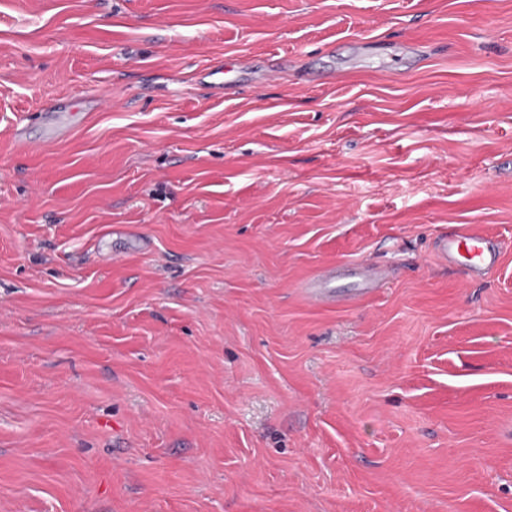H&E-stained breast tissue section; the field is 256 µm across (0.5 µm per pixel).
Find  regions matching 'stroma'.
I'll list each match as a JSON object with an SVG mask.
<instances>
[{
  "label": "stroma",
  "instance_id": "35a3bbf8",
  "mask_svg": "<svg viewBox=\"0 0 512 512\" xmlns=\"http://www.w3.org/2000/svg\"><path fill=\"white\" fill-rule=\"evenodd\" d=\"M0 512H512V0H0ZM436 249L448 266L459 268L467 279L476 280L499 264L502 247L483 234L454 229L438 237ZM352 279L349 297L334 294L331 284L340 277ZM387 276L386 271L365 261H350L338 266L332 265L305 280L300 288L305 300L316 306H328L336 302L361 300L373 295Z\"/></svg>",
  "mask_w": 512,
  "mask_h": 512
}]
</instances>
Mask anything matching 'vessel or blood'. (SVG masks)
<instances>
[{"mask_svg":"<svg viewBox=\"0 0 512 512\" xmlns=\"http://www.w3.org/2000/svg\"><path fill=\"white\" fill-rule=\"evenodd\" d=\"M436 249L442 260L462 270L470 280L482 278L499 264L501 256L500 244L488 236L457 229L441 234ZM343 276L351 280L352 299L360 300L376 292L386 273L363 261L332 265L305 280L301 293L307 302L316 306L335 304L339 297L332 291L331 284Z\"/></svg>","mask_w":512,"mask_h":512,"instance_id":"1","label":"vessel or blood"}]
</instances>
